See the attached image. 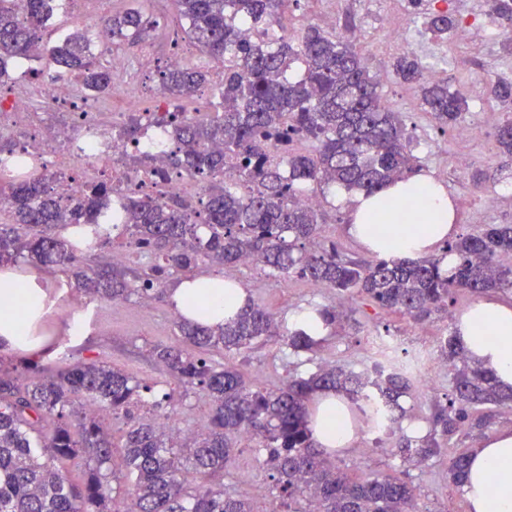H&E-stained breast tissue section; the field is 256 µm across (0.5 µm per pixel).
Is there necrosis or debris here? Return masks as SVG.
Wrapping results in <instances>:
<instances>
[{
  "label": "necrosis or debris",
  "instance_id": "necrosis-or-debris-1",
  "mask_svg": "<svg viewBox=\"0 0 512 512\" xmlns=\"http://www.w3.org/2000/svg\"><path fill=\"white\" fill-rule=\"evenodd\" d=\"M89 50L106 56L111 96L96 95L69 77L37 83L23 73L8 99H0V136L9 135L13 142L12 153L0 160V184L40 176L61 196L103 182L111 186L116 203L133 192L197 200L203 186L196 177L167 171L159 163H133L136 154L154 149L156 120L167 107L163 92L148 93L152 109L141 115L146 135L134 144L120 139L131 108L128 98L139 85L137 75H131L123 57L104 53L98 40H91Z\"/></svg>",
  "mask_w": 512,
  "mask_h": 512
}]
</instances>
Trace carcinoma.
<instances>
[{"instance_id": "obj_1", "label": "carcinoma", "mask_w": 512, "mask_h": 512, "mask_svg": "<svg viewBox=\"0 0 512 512\" xmlns=\"http://www.w3.org/2000/svg\"><path fill=\"white\" fill-rule=\"evenodd\" d=\"M57 0H0V85L8 69L43 36ZM186 34L215 63L224 80L213 88L214 114L175 119L176 152L166 162L200 178L205 194L199 209L181 199L168 203L132 194L123 203V228L112 237L93 238L111 206V188L95 184L67 196L55 195L39 178L0 187V265L61 266L68 285L97 301L131 295L165 298L164 284L202 265L235 267L245 258L284 282L293 277L359 297L416 323L445 311L458 291L472 294L512 288V224H489L446 244L454 258L412 263L383 258L353 259L336 243H315L323 224L319 208L297 202L300 192L373 194L414 173L418 157L410 148L400 113L382 103L379 82L368 61L348 38L308 26L298 43L280 33L288 0H175ZM157 20L138 8L105 19L102 37L110 42L142 41ZM425 26L448 38L453 19L431 11ZM87 35L76 30L52 47L62 74H74L101 92L112 77L102 56L88 52ZM302 73L288 77L291 64ZM400 82L420 89L427 111L440 129L457 126L466 99L444 82L425 78L414 55L393 64ZM160 85L179 102L209 82L208 72L165 69ZM497 144L512 164V120L497 130ZM307 141L311 149L290 148ZM79 227L94 244L84 247L58 233ZM132 237L147 253L141 270L91 252ZM307 317L332 329L336 306L310 304ZM180 345H156L152 353L165 370L211 402L203 430L164 427L136 411L149 405L144 395L155 385L100 363L69 364L56 370L27 364L30 384L22 387L0 372V512H114L118 501L129 512H252L249 503L224 492L215 479L243 441L260 440L259 467L272 481L288 512H417V487L391 476H359L329 464L315 447L306 406L317 388L336 390L352 402L364 421L393 427L399 399L410 390L399 368L356 373L316 364L307 375L293 372L277 388L257 390L238 365H217L213 352L242 354L273 338L296 356L311 355L323 339L290 327L261 303H250L224 323L207 326L179 317ZM441 356L453 370L448 404L438 407L429 435L399 436V452L423 462L443 453L447 439L485 426L487 406L512 404V390L472 361L455 336L441 342ZM96 406L125 420L121 439L124 468L106 471L114 443L102 420L87 413ZM158 413L162 403L150 404ZM470 450L449 456L448 477L464 486ZM81 458L88 470L72 482L64 470L42 461Z\"/></svg>"}]
</instances>
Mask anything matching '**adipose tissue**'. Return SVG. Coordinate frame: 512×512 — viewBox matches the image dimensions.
<instances>
[{
    "instance_id": "adipose-tissue-1",
    "label": "adipose tissue",
    "mask_w": 512,
    "mask_h": 512,
    "mask_svg": "<svg viewBox=\"0 0 512 512\" xmlns=\"http://www.w3.org/2000/svg\"><path fill=\"white\" fill-rule=\"evenodd\" d=\"M332 200L347 213V236L374 256L400 261L437 256L457 232L447 189L424 171L370 195L339 189ZM168 296L176 313L211 325L248 303L245 289L217 272L180 278ZM52 316L36 275L22 277L0 268V351L40 360L44 344L32 338L31 330ZM454 329L469 357L491 370L503 388L512 387V304L477 299L458 316ZM307 413L318 448L329 452L351 446L355 432L342 394L316 390ZM464 489L467 512H512V429L492 433L471 453Z\"/></svg>"
}]
</instances>
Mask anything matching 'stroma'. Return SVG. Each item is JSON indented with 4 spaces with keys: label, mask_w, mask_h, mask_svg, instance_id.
Segmentation results:
<instances>
[{
    "label": "stroma",
    "mask_w": 512,
    "mask_h": 512,
    "mask_svg": "<svg viewBox=\"0 0 512 512\" xmlns=\"http://www.w3.org/2000/svg\"><path fill=\"white\" fill-rule=\"evenodd\" d=\"M434 5L448 11L454 20L444 41L432 40L417 31L411 32L405 41H393L389 36L396 22L392 0H336V21L332 24L320 20L324 0H290L283 23L291 35L310 23L336 34L348 28L357 32L356 44L370 58V70L379 79L384 102L401 113L414 136L413 151L421 167L446 185L457 210V233L462 236L476 233L486 224H512V176L500 171L503 159L496 141L498 127L512 119V106L503 104L489 91L498 79L512 80V55L503 49L512 40V22L491 16L486 0H434ZM133 6L158 21L152 32V51L158 60H165L177 49L186 51L191 60L201 58V51L177 24L172 0H101L100 11L107 16ZM481 23L489 24L490 38L485 44H472L464 38L463 30ZM407 52L416 54L428 65L445 57L455 60V67L440 70L438 76L447 80L451 89L466 96L468 110L463 120L477 125L479 135L462 145L454 131L437 128L419 92L400 84L393 74V59ZM463 150L469 152L472 161L461 168L457 157ZM493 192L498 193V202L484 206L482 196ZM226 275L281 319L296 307L331 304L337 298L336 292L311 287L303 280L276 281L254 265L237 266L227 270ZM474 300V295L458 292L449 315H436L422 324L385 313L359 298L347 300L344 321L322 344L316 359L358 372L377 359L372 338H395L398 360L420 363L422 376L435 381L430 390L414 383L399 400L404 418L429 424L435 408L445 403L452 388V372L440 356L438 342L452 332L454 316ZM70 323L61 307L46 322L44 334L53 352L44 358V365H55L62 358L71 363H107L173 394L180 427L207 425L210 405L206 396L183 388L152 356L154 346L177 345L182 341L168 303L157 301L147 307L135 295L123 301L100 303L95 321L77 339L67 335ZM284 351L282 342L275 339L237 355L235 361L257 385L273 388L280 386L293 371ZM353 426L357 432L355 444L329 453L327 459L332 466L353 476L381 474L412 481L418 488L421 512H467L463 489L448 478L447 455L417 464L397 453V434L367 426L360 418L354 420ZM224 488L228 493L248 498L254 512H278L280 507L269 489L266 473L258 466L255 448H238L232 465L224 472Z\"/></svg>",
    "instance_id": "1"
}]
</instances>
